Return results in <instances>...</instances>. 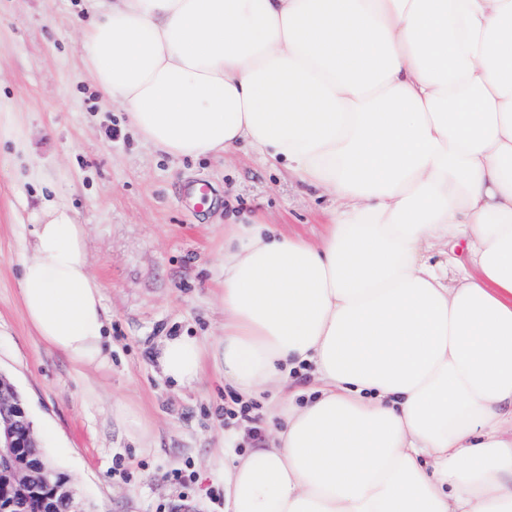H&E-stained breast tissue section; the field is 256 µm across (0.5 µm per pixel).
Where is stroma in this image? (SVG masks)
Masks as SVG:
<instances>
[{
  "label": "stroma",
  "mask_w": 512,
  "mask_h": 512,
  "mask_svg": "<svg viewBox=\"0 0 512 512\" xmlns=\"http://www.w3.org/2000/svg\"><path fill=\"white\" fill-rule=\"evenodd\" d=\"M93 0H0V372L23 397L34 433L94 512H224L225 466L271 438L227 415L237 390L207 358L201 387H179L155 351L170 335L217 344L224 226L257 218L284 235L319 240L337 203L249 148L172 160L146 144L119 104L105 103L82 59ZM206 183L211 203L193 205ZM71 205L86 228L89 270L104 289L111 366L77 368L34 335L19 301L28 227L47 201ZM133 407L141 442L115 415ZM185 481H173V473Z\"/></svg>",
  "instance_id": "1"
}]
</instances>
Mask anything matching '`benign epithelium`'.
Listing matches in <instances>:
<instances>
[{
    "label": "benign epithelium",
    "instance_id": "benign-epithelium-1",
    "mask_svg": "<svg viewBox=\"0 0 512 512\" xmlns=\"http://www.w3.org/2000/svg\"><path fill=\"white\" fill-rule=\"evenodd\" d=\"M24 400L0 373V512H87L65 478L46 481L49 463L38 448Z\"/></svg>",
    "mask_w": 512,
    "mask_h": 512
}]
</instances>
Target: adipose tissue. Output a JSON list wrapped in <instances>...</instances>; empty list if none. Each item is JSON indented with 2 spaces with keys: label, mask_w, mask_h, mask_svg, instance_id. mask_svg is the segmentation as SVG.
<instances>
[{
  "label": "adipose tissue",
  "mask_w": 512,
  "mask_h": 512,
  "mask_svg": "<svg viewBox=\"0 0 512 512\" xmlns=\"http://www.w3.org/2000/svg\"><path fill=\"white\" fill-rule=\"evenodd\" d=\"M82 40L156 150L246 144L339 204L315 242L224 233L225 380L315 383L225 471L224 512H512V0H96ZM27 248L35 335L108 369L76 211L45 202ZM205 353L167 336L156 361L194 386Z\"/></svg>",
  "instance_id": "ef3b65f1"
}]
</instances>
